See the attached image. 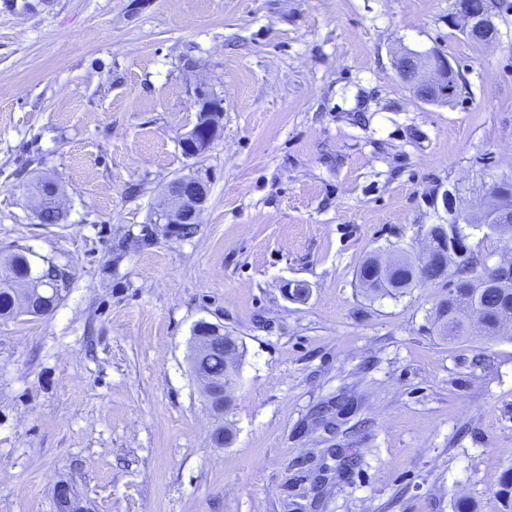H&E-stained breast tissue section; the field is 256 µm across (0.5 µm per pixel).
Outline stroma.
Listing matches in <instances>:
<instances>
[{"label":"stroma","instance_id":"obj_1","mask_svg":"<svg viewBox=\"0 0 512 512\" xmlns=\"http://www.w3.org/2000/svg\"><path fill=\"white\" fill-rule=\"evenodd\" d=\"M487 5L490 45L456 0H0V259L63 275L52 312L0 321V512H58L63 485L81 512H499L512 338L441 339L445 281L356 279L512 177V0ZM407 50L461 96L417 100ZM200 85L222 115L190 159ZM182 175L209 186L190 238L155 221ZM40 176L65 223L38 222ZM202 320L244 347L220 417ZM466 2H472V7L476 11L488 8L484 0H458L457 6ZM458 14L463 20V31L469 38L482 40L486 44L496 41L497 34L493 29L494 23L485 11L473 12L459 6ZM397 69L415 96L424 103L437 104L440 100L451 101L459 97L464 89L460 79L452 80L457 73L445 58L408 52L398 59ZM454 83V93L449 88Z\"/></svg>","mask_w":512,"mask_h":512}]
</instances>
